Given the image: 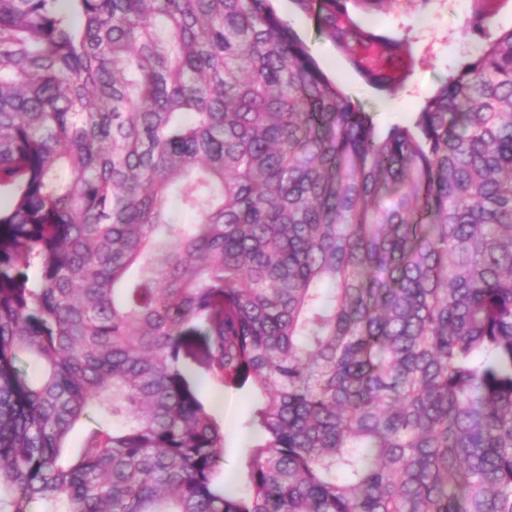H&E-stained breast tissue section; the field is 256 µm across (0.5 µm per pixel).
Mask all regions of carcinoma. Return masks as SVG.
<instances>
[{
  "label": "carcinoma",
  "instance_id": "cac0c4a2",
  "mask_svg": "<svg viewBox=\"0 0 512 512\" xmlns=\"http://www.w3.org/2000/svg\"><path fill=\"white\" fill-rule=\"evenodd\" d=\"M59 3L0 0V512H512V30L380 130L271 0ZM198 387L194 384L195 389L197 390L200 398L203 400L207 410L212 413L221 423L224 424V445L227 440L228 444L232 445L227 448H238L234 453H224V463L223 467L218 475V481L224 484V489L228 493L237 492L236 485V477L234 474H229L227 477V481H224V475L230 472H237L240 475L238 482V490L241 491L244 487V463L247 456V452L251 444L254 442V436L252 431L255 430L253 427H246L245 421L250 416L253 407L256 402V397L252 394L248 389H233V388H224L219 389L214 387L210 381L203 377H198ZM213 392H219L224 394L225 396L231 395L234 396L237 400L238 407V421L237 427L242 432L244 438V442L242 443V447L239 448L242 439L238 436V433L233 424L234 419V410L232 407L228 406L225 409L222 406H217L212 402L211 394Z\"/></svg>",
  "mask_w": 512,
  "mask_h": 512
}]
</instances>
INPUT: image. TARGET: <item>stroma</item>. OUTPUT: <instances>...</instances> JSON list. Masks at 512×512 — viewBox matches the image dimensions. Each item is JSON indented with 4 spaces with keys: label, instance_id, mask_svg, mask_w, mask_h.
<instances>
[{
    "label": "stroma",
    "instance_id": "obj_1",
    "mask_svg": "<svg viewBox=\"0 0 512 512\" xmlns=\"http://www.w3.org/2000/svg\"><path fill=\"white\" fill-rule=\"evenodd\" d=\"M485 9L495 12L492 34L512 29V0H400L390 7L357 9L356 17L365 26L389 37L408 38L412 44L413 69L393 91L370 85L297 0H290L281 17L308 45L327 76L370 113L377 127L386 128L411 121L449 71L481 46V38L465 31L464 24Z\"/></svg>",
    "mask_w": 512,
    "mask_h": 512
}]
</instances>
